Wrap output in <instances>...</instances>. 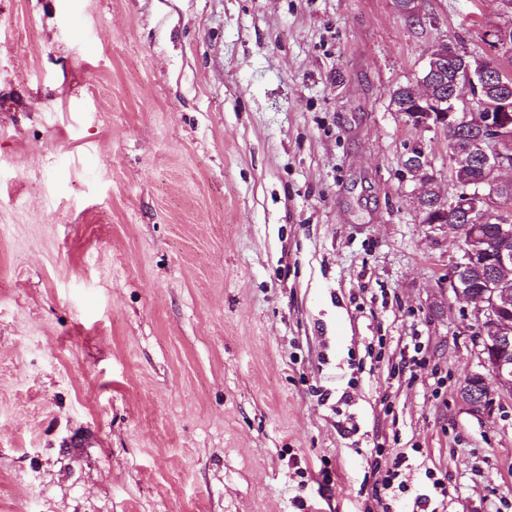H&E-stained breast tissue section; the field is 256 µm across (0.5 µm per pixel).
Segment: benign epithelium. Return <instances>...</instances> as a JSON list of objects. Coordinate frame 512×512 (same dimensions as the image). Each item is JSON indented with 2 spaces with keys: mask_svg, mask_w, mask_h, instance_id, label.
I'll return each mask as SVG.
<instances>
[{
  "mask_svg": "<svg viewBox=\"0 0 512 512\" xmlns=\"http://www.w3.org/2000/svg\"><path fill=\"white\" fill-rule=\"evenodd\" d=\"M465 49L445 39L435 42V51L426 57L424 66L413 84L420 87L439 72V67L464 55ZM496 60L485 57L484 66L469 74L467 86L470 97L454 92L446 95L414 98V108L405 113L408 120L420 129L442 128L448 133H464L477 127L469 136L454 137L452 161L465 158L479 160L489 176L475 182L467 172L452 171L460 191L448 195L434 192V178L418 163L416 157L405 162V170L411 178L422 184L415 205L421 223L433 228L448 223V214L463 216L467 223L457 225L461 233L462 255L448 277V289L458 298H470L474 290L471 271L483 265L488 271L485 289L476 296L474 316L477 321L476 344L480 347L483 367L488 375L474 373L464 382L462 401L472 408L485 405L488 396L487 376H492L499 389L512 393V301L501 297L496 274L512 270V208L492 202L502 187L498 173L512 170V154L501 150L504 141L512 140V86L500 84L497 103L487 107L482 92L496 77ZM499 225V243L493 249L486 246L484 225Z\"/></svg>",
  "mask_w": 512,
  "mask_h": 512,
  "instance_id": "benign-epithelium-1",
  "label": "benign epithelium"
}]
</instances>
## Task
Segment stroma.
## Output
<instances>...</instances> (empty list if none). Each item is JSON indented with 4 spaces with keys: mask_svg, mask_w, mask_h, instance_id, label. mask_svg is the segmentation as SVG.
Instances as JSON below:
<instances>
[{
    "mask_svg": "<svg viewBox=\"0 0 512 512\" xmlns=\"http://www.w3.org/2000/svg\"><path fill=\"white\" fill-rule=\"evenodd\" d=\"M421 13L0 0V512H512V394L460 399V243L404 168L456 192L448 135L390 104L512 13ZM434 49L435 51L433 53L427 55L419 76L414 81H410L418 87H421L424 83L430 82L434 74L439 72V67H441L442 64H446L450 59H456L460 56L463 57L466 52L465 49L459 47L457 44L448 42L447 39L437 40Z\"/></svg>",
    "mask_w": 512,
    "mask_h": 512,
    "instance_id": "35a3bbf8",
    "label": "stroma"
}]
</instances>
